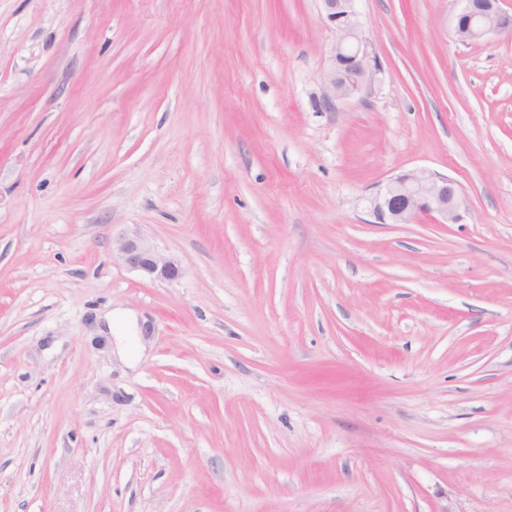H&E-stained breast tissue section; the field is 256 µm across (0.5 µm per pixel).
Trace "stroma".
<instances>
[{
	"mask_svg": "<svg viewBox=\"0 0 512 512\" xmlns=\"http://www.w3.org/2000/svg\"><path fill=\"white\" fill-rule=\"evenodd\" d=\"M356 5L0 0V512H512V35ZM335 33L333 66L326 76L327 99L352 98L369 87L380 73V63L366 36L355 0H321ZM344 59V68L336 61ZM459 196L455 180L418 169L389 179L368 198L367 208L382 224H406L419 215L436 217L439 224H456L463 219ZM129 268L156 279L173 281L182 275L178 262L164 257L136 231L122 234L112 242V251Z\"/></svg>",
	"mask_w": 512,
	"mask_h": 512,
	"instance_id": "35a3bbf8",
	"label": "stroma"
}]
</instances>
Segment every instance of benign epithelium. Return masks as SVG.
<instances>
[{
	"mask_svg": "<svg viewBox=\"0 0 512 512\" xmlns=\"http://www.w3.org/2000/svg\"><path fill=\"white\" fill-rule=\"evenodd\" d=\"M326 18L335 33L332 66L326 76L327 99L352 98L369 87L380 73V63L366 36L355 0H321ZM512 32V15L502 11L497 0H461L455 16L454 33L462 41H482L492 34ZM459 185L446 175L418 169L389 179L367 208L384 224H406L419 215H430L441 224L463 220L459 211ZM118 258L129 268L156 279L173 281L182 275L178 262L164 257L137 232L122 234L112 242Z\"/></svg>",
	"mask_w": 512,
	"mask_h": 512,
	"instance_id": "1",
	"label": "benign epithelium"
}]
</instances>
